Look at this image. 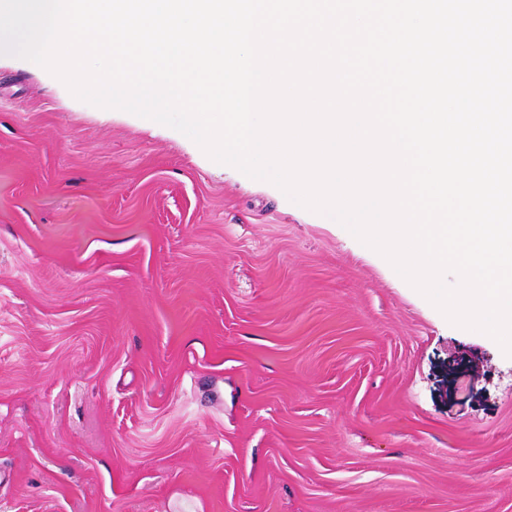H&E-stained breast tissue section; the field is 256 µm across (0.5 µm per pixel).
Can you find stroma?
I'll use <instances>...</instances> for the list:
<instances>
[{
	"label": "stroma",
	"mask_w": 512,
	"mask_h": 512,
	"mask_svg": "<svg viewBox=\"0 0 512 512\" xmlns=\"http://www.w3.org/2000/svg\"><path fill=\"white\" fill-rule=\"evenodd\" d=\"M0 512H512V357L332 217L4 55Z\"/></svg>",
	"instance_id": "stroma-1"
}]
</instances>
